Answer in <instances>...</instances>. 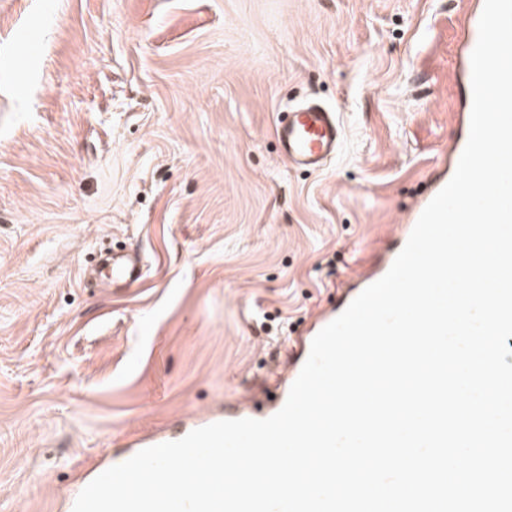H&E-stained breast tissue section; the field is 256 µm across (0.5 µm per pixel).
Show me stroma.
<instances>
[{
  "label": "stroma",
  "mask_w": 512,
  "mask_h": 512,
  "mask_svg": "<svg viewBox=\"0 0 512 512\" xmlns=\"http://www.w3.org/2000/svg\"><path fill=\"white\" fill-rule=\"evenodd\" d=\"M474 4L0 0V512H69L135 440L272 405L447 171ZM305 101L344 131L317 171L275 137ZM107 246L143 278L100 282Z\"/></svg>",
  "instance_id": "stroma-1"
}]
</instances>
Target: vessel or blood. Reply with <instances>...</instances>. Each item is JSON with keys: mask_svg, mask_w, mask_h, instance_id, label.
<instances>
[{"mask_svg": "<svg viewBox=\"0 0 512 512\" xmlns=\"http://www.w3.org/2000/svg\"><path fill=\"white\" fill-rule=\"evenodd\" d=\"M482 11V6H475L464 18L468 39L461 52L459 76L466 83L471 80L470 56L478 39V22ZM275 135L281 155L290 164L318 169L335 157L343 139V129L335 112L317 105H307L291 109L286 118L277 124ZM103 264L111 268L113 277L129 283L139 281L144 275L142 260L135 253L105 258ZM391 265V260H384L350 285L337 307L320 311L305 336L298 341L301 355H309L316 334L339 316L341 310L346 309L366 287L383 277Z\"/></svg>", "mask_w": 512, "mask_h": 512, "instance_id": "vessel-or-blood-1", "label": "vessel or blood"}]
</instances>
